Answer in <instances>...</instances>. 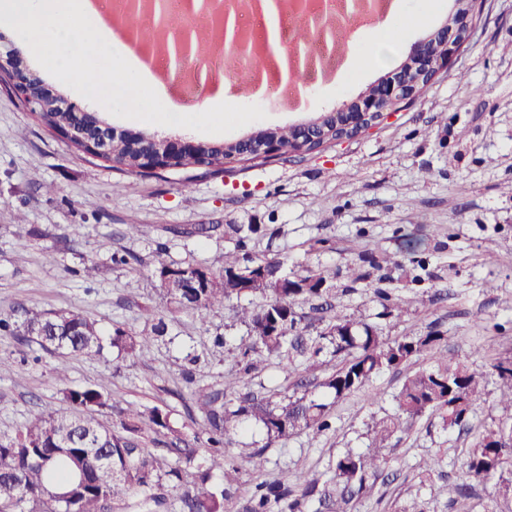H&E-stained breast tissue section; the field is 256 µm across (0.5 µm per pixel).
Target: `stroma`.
Listing matches in <instances>:
<instances>
[{
	"instance_id": "1",
	"label": "stroma",
	"mask_w": 512,
	"mask_h": 512,
	"mask_svg": "<svg viewBox=\"0 0 512 512\" xmlns=\"http://www.w3.org/2000/svg\"><path fill=\"white\" fill-rule=\"evenodd\" d=\"M396 7L384 34L396 54L382 66L360 67L362 27L350 26L342 39L345 64L330 80L306 83V102L292 111L256 95L253 70L225 59L229 103L259 105L267 117L222 134L189 129L186 137L232 142L357 99L399 69L454 2L396 0ZM12 48L68 104L100 112L1 28L0 52ZM130 224L141 225V233L127 234ZM209 224L216 232L198 234ZM237 224L257 225L250 252L279 255L288 270L335 267L337 310L362 312L383 335L437 332L447 338L445 350L474 365L512 357V0H483L482 20L447 74L379 126L312 153L234 161L220 173L114 170L69 148L0 89V321L20 324L31 308H72L106 335L116 327L149 333L151 312L167 324L166 341L144 346L134 360L109 348L99 356H61L0 334V436L21 429L35 405L69 412L67 388L100 385L121 406H156L174 427L199 432L205 423L196 392L223 388L244 362L254 365L247 391L262 396L284 384L277 359H242L237 346L247 329L236 301L201 321L159 293L156 270L163 263L221 275ZM116 253L125 263H113ZM89 265L96 268L90 276ZM377 288L411 298L401 323L382 318ZM430 364L429 355L413 358L340 401L316 388V397L332 405V428L267 449L261 477H319L339 452L364 451L368 425L393 412L405 375ZM500 418L491 394L462 430L446 427L438 414L424 416L398 433L387 453L386 468L397 480L384 486L382 499L361 500L356 512H394L414 497L426 512H462L448 503V484L458 474L451 460ZM435 456L442 464L433 483L420 487L416 467Z\"/></svg>"
}]
</instances>
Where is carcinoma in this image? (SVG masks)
I'll use <instances>...</instances> for the list:
<instances>
[{
  "label": "carcinoma",
  "mask_w": 512,
  "mask_h": 512,
  "mask_svg": "<svg viewBox=\"0 0 512 512\" xmlns=\"http://www.w3.org/2000/svg\"><path fill=\"white\" fill-rule=\"evenodd\" d=\"M37 117L50 131L75 124L94 138L112 140L114 168L135 170L138 153L160 145L145 135L135 140L114 138L112 127L94 112L77 115L48 109L37 112ZM205 148L219 172L224 160L254 154L246 142ZM235 231L239 237L234 250L224 253L223 275L191 264L163 265L158 270L161 297L202 322L209 311L231 298L265 297L258 309L239 307L238 318L247 327L239 347L245 356L253 352L286 361L282 370L287 375L297 370L294 356L305 358L307 365L293 388L280 391L275 401L258 398L241 393L243 376L235 373L224 378L222 390H200L196 404L205 422L207 448L198 465L203 433L173 427L161 408H121L110 403L98 386L68 388L64 399L74 414L38 407L30 411L18 433L0 438V512H112L114 505L137 495L144 497L152 512H168L167 499L155 493L165 477L177 480L173 488L179 512H230L246 471L264 469L267 448L283 446L304 432L315 437L331 428L329 405L311 398L309 385L327 389L339 401L364 388L379 372L426 351L433 352L434 364L405 376L394 396L396 412L368 427L367 452H340L322 482L299 472L290 483H257L241 512H352L356 502L379 492L378 478L386 463L383 451L391 447L398 431L432 413L440 414L449 426H466L493 375L496 403L505 418L461 456L462 479L449 484V502L468 500L476 494V486L490 483L491 501L512 499V480L503 478L504 470L512 467V359L477 368L442 353L441 335L384 336L364 315L344 314L326 301L336 292L335 268L288 273L279 257H257L248 250L255 226L239 225ZM373 294L386 301L382 315L397 323L412 304L381 288ZM312 298L324 299L313 310L329 315L327 327L320 331L298 312ZM0 330L29 338L51 353L99 355L107 343L121 354L135 356L143 344L162 337L166 326L153 318L150 336L118 327L104 337L97 323L79 311L28 309L19 326L0 324ZM329 347L336 365L319 381L311 376L315 370L311 359ZM109 410L116 420L107 426L99 416ZM253 423L264 429L266 443L248 456L245 470L226 458L224 448L231 435ZM150 432L166 436L163 451L145 447ZM194 464L197 472L189 480L184 478L183 472Z\"/></svg>",
  "instance_id": "1"
}]
</instances>
